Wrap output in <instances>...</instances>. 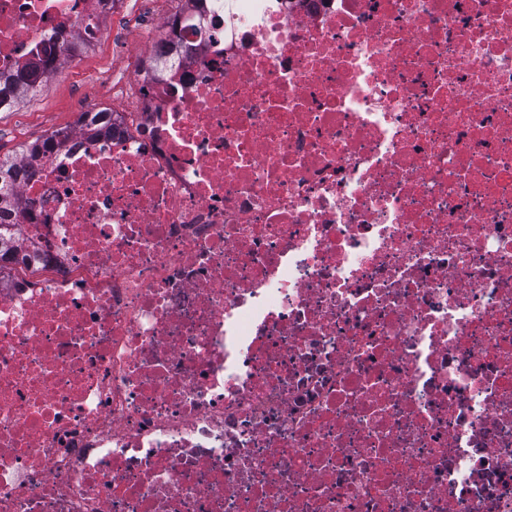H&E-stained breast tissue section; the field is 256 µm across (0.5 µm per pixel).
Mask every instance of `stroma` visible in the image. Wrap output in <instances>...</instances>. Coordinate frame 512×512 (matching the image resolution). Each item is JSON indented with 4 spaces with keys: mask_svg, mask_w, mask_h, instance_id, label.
<instances>
[{
    "mask_svg": "<svg viewBox=\"0 0 512 512\" xmlns=\"http://www.w3.org/2000/svg\"><path fill=\"white\" fill-rule=\"evenodd\" d=\"M169 0H125L122 11L108 19V37L95 41L77 63L68 65L51 78L36 95L0 112V157H14L22 145L45 137L49 131L71 126L76 102L84 101L96 77L118 70L120 57L115 52L121 32L142 13L170 9Z\"/></svg>",
    "mask_w": 512,
    "mask_h": 512,
    "instance_id": "stroma-1",
    "label": "stroma"
}]
</instances>
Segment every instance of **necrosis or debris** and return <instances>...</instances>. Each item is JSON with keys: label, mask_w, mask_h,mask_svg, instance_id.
<instances>
[{"label": "necrosis or debris", "mask_w": 512, "mask_h": 512, "mask_svg": "<svg viewBox=\"0 0 512 512\" xmlns=\"http://www.w3.org/2000/svg\"><path fill=\"white\" fill-rule=\"evenodd\" d=\"M108 86L18 163L0 512H512V0H182Z\"/></svg>", "instance_id": "4bbe7bcc"}]
</instances>
